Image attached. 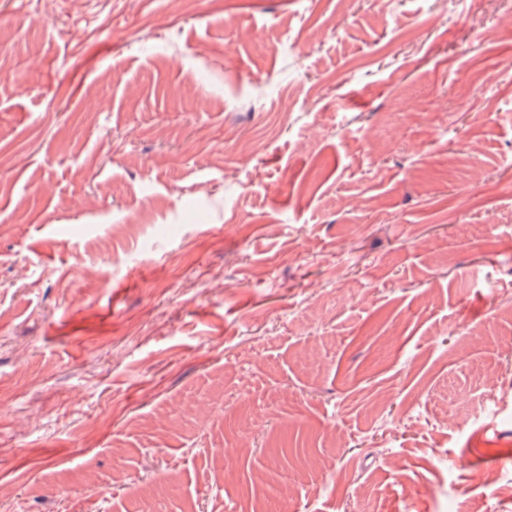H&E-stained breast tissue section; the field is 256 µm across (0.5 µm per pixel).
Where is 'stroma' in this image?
I'll return each mask as SVG.
<instances>
[{
	"instance_id": "1",
	"label": "stroma",
	"mask_w": 512,
	"mask_h": 512,
	"mask_svg": "<svg viewBox=\"0 0 512 512\" xmlns=\"http://www.w3.org/2000/svg\"><path fill=\"white\" fill-rule=\"evenodd\" d=\"M0 512H512V0H0Z\"/></svg>"
}]
</instances>
